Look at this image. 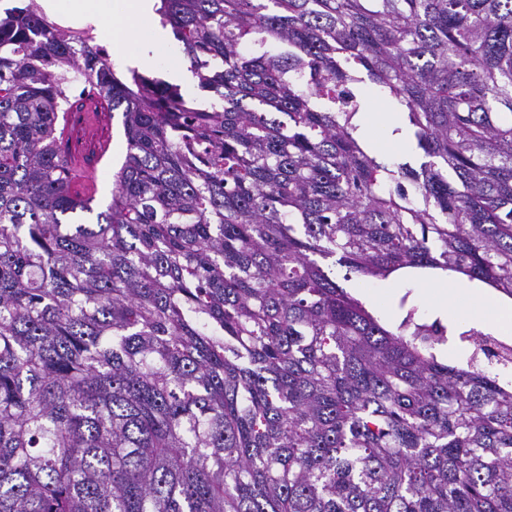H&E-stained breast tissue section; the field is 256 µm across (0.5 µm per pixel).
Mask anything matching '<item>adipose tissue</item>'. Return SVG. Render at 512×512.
<instances>
[{
  "instance_id": "adipose-tissue-1",
  "label": "adipose tissue",
  "mask_w": 512,
  "mask_h": 512,
  "mask_svg": "<svg viewBox=\"0 0 512 512\" xmlns=\"http://www.w3.org/2000/svg\"><path fill=\"white\" fill-rule=\"evenodd\" d=\"M155 0H41L51 15L86 26L108 24L112 33V61L120 68L152 67L161 49L169 47L171 35L155 20ZM396 279L411 278L428 287L430 307L447 315L450 306L471 300L467 290L448 285V274L441 270L418 272L405 269Z\"/></svg>"
}]
</instances>
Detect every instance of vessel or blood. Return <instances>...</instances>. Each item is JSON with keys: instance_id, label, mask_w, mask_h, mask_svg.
<instances>
[{"instance_id": "1", "label": "vessel or blood", "mask_w": 512, "mask_h": 512, "mask_svg": "<svg viewBox=\"0 0 512 512\" xmlns=\"http://www.w3.org/2000/svg\"><path fill=\"white\" fill-rule=\"evenodd\" d=\"M108 116L102 109L100 98L84 99L80 112L72 114L64 123L61 130L62 139H70L73 129L80 128L94 135L96 139V155L88 157L80 148L69 152L70 165L76 175L75 188L83 195H93L96 189L95 173L98 159L104 158L109 152L111 141L105 132Z\"/></svg>"}]
</instances>
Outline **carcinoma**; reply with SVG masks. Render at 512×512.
Listing matches in <instances>:
<instances>
[{
  "mask_svg": "<svg viewBox=\"0 0 512 512\" xmlns=\"http://www.w3.org/2000/svg\"><path fill=\"white\" fill-rule=\"evenodd\" d=\"M0 14V512H512V366L345 284L512 298V0H160L196 92ZM406 113L419 169L356 134ZM126 154L93 223L59 130ZM455 346L465 364L441 354ZM357 94L367 102V107L363 109V112H358L353 119V122L358 125L359 135L366 137L369 133L371 118L365 115L366 112H382L379 121L384 124L389 141L403 147L408 141V131L401 120L400 106L395 102V112H385V104L390 100L386 99L385 95L371 84L362 85L357 90ZM398 129L399 131H397ZM365 140L376 150L387 148L388 160L392 163H407L418 169L422 162L427 161L422 152L416 151L412 147L401 149L386 141L379 130L374 131L372 138Z\"/></svg>",
  "mask_w": 512,
  "mask_h": 512,
  "instance_id": "carcinoma-1",
  "label": "carcinoma"
}]
</instances>
